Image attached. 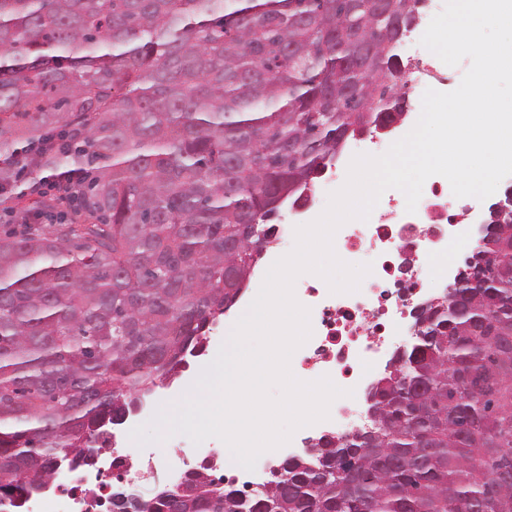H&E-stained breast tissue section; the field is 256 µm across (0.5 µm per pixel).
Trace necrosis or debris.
<instances>
[{"label":"necrosis or debris","mask_w":512,"mask_h":512,"mask_svg":"<svg viewBox=\"0 0 512 512\" xmlns=\"http://www.w3.org/2000/svg\"><path fill=\"white\" fill-rule=\"evenodd\" d=\"M425 186L415 213L407 212L400 190L389 189L368 220H354L337 230L333 246L338 257L372 265L357 291L331 292L319 277L296 280L294 295L310 310L312 335L297 358L295 376L306 382L330 377L347 394L332 402L328 419L298 429L293 442L309 447L320 438H340L366 426L357 394L368 382L369 366H391L398 349L414 341L415 330L409 324L414 308L444 282L452 256L466 245L470 206L449 213L454 196L443 176H431ZM194 460L223 468L228 479L241 475L227 449H137L128 430L119 429L109 448L95 455L93 465H62L53 474V491L22 500L19 512H111L104 473L117 474L127 485L143 486L154 466L165 462L176 486Z\"/></svg>","instance_id":"obj_1"}]
</instances>
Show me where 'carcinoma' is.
I'll return each mask as SVG.
<instances>
[{
	"mask_svg": "<svg viewBox=\"0 0 512 512\" xmlns=\"http://www.w3.org/2000/svg\"><path fill=\"white\" fill-rule=\"evenodd\" d=\"M376 0H0V185L65 218L0 238V497L18 499L203 348L274 225L350 138L402 113ZM423 313L369 392L373 426L315 444L257 512H512V221ZM194 471L133 512H238Z\"/></svg>",
	"mask_w": 512,
	"mask_h": 512,
	"instance_id": "cac0c4a2",
	"label": "carcinoma"
}]
</instances>
